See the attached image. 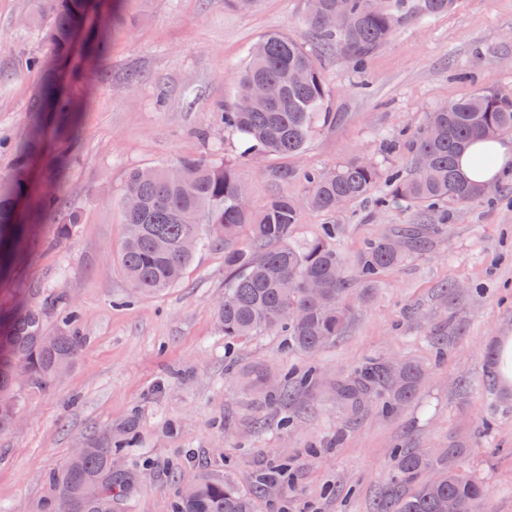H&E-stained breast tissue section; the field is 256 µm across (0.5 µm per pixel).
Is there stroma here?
I'll return each mask as SVG.
<instances>
[{
    "label": "stroma",
    "mask_w": 512,
    "mask_h": 512,
    "mask_svg": "<svg viewBox=\"0 0 512 512\" xmlns=\"http://www.w3.org/2000/svg\"><path fill=\"white\" fill-rule=\"evenodd\" d=\"M42 0H0V176L31 133L41 70L28 57L48 52L38 21ZM306 0H259L251 11L224 0H127L105 59L83 63L61 81L82 101L66 169L60 140L43 141L33 177L40 191L64 182L78 222L71 236L33 218L0 248V321L29 313L40 335L53 333L64 307L81 315L83 347L45 388L17 383L16 424L0 434V512H41L57 492L48 476L105 426L136 419L137 442L119 457L142 471L129 512H167L176 482L201 471L230 477L254 512H372L391 476L397 446L468 450V466L488 481L487 512H512V393L484 373L500 337L512 335V172L507 195L449 205L446 234L409 254L371 289L355 285L352 314L336 344L307 355L284 337L255 336L225 349L215 309L224 298V249L196 252L183 281L159 295L133 294L119 253L121 198L132 169L179 157L235 162L249 202L307 195L281 170L323 169L359 156L387 168L408 163V142L430 112L491 85L512 91V0H458L430 22H402L355 69L343 55L321 58L334 121L294 157L242 154L218 104L231 100L249 47L274 31L305 43ZM137 72V82L127 75ZM328 215L305 209L296 238L335 220L336 248L354 260L365 243L416 222L405 206L375 212L386 193ZM463 290L448 297V281ZM444 342L436 357L434 338ZM412 363L424 371L416 396L396 414L374 400H338L336 386L365 359ZM322 374L315 395L269 404L263 377ZM288 427H280L282 417ZM287 465L284 481L258 494L257 471Z\"/></svg>",
    "instance_id": "1"
}]
</instances>
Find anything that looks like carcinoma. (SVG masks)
Returning a JSON list of instances; mask_svg holds the SVG:
<instances>
[{
	"mask_svg": "<svg viewBox=\"0 0 512 512\" xmlns=\"http://www.w3.org/2000/svg\"><path fill=\"white\" fill-rule=\"evenodd\" d=\"M122 2L108 0L92 36V57L107 54L109 30ZM456 2L384 0L380 9L371 0H307L305 24L320 53L340 48L360 69L406 18L448 13ZM44 3L50 59L30 58V64L45 74L36 111L54 112L73 123L79 104L60 90L59 67L70 55L74 32L84 25L86 0ZM266 84L281 88L278 100L259 91ZM244 97L251 99L248 109H239L234 101L219 106L218 112L224 128L239 137L244 153L251 156H295L317 123L335 119L325 107L328 90L320 65L304 44L285 34H268L249 48L236 94L238 99ZM46 133L44 121H38L29 142L15 150L13 175L0 178V235L17 223L16 204L27 193L33 153ZM508 133H512V92L484 86L429 113L426 126L409 142L407 170L385 171L376 161L360 157L339 162L331 169L305 174L312 192L304 202L274 195L256 216L251 208L239 205L244 184L228 161L180 158L151 169L147 176L133 169L122 197L138 198L139 207L122 210V269L134 293L156 294L180 283L198 249L222 246L227 275L216 320L224 339L286 336L289 347L312 355L344 333L352 307L348 271L332 244L336 227L327 224L313 238L297 242L302 207L334 213L337 199L350 204L364 198L383 177L390 192L376 199L380 210L406 205L424 215L439 205L482 198L484 187L462 174L458 155L475 140ZM420 155L429 159L424 169L416 164ZM35 210L52 217L62 237L77 224V213L60 186L40 197ZM447 220L444 212L436 224H406L368 241L357 261L358 279L373 283L408 254L425 250L429 235L442 234ZM78 321V310L69 308L63 326L40 343L31 340L38 325L30 315L0 333V394L15 398L13 383L19 368L28 370V384L37 388L53 381L58 369L69 367L83 346ZM422 377V370L411 363L368 361L336 392L357 403L384 390L388 398L381 410L388 414L415 395ZM134 437L131 418L120 429L109 427L88 439L81 456L68 459L50 475L58 498L49 512H126L128 502L140 491V473L118 466L115 456L131 447ZM488 496V483L465 470V449L450 445L434 457L403 448L397 452L395 469L376 510L443 512L451 499L460 504L461 512H485ZM169 508L170 512H253V503L230 478L204 471L194 483L177 488Z\"/></svg>",
	"mask_w": 512,
	"mask_h": 512,
	"instance_id": "carcinoma-1",
	"label": "carcinoma"
}]
</instances>
